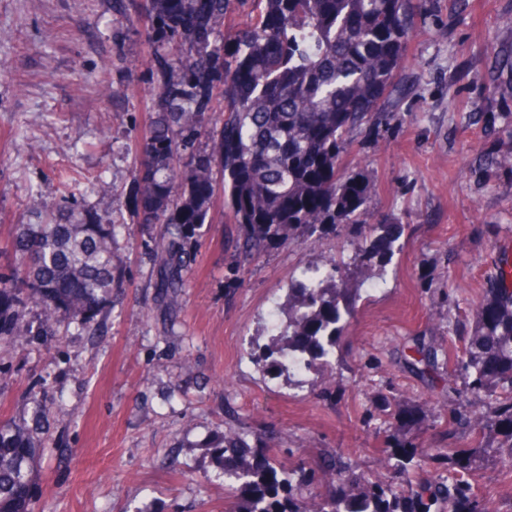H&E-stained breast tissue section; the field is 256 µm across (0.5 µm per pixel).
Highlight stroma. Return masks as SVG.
Instances as JSON below:
<instances>
[{
    "label": "stroma",
    "instance_id": "obj_1",
    "mask_svg": "<svg viewBox=\"0 0 512 512\" xmlns=\"http://www.w3.org/2000/svg\"><path fill=\"white\" fill-rule=\"evenodd\" d=\"M512 0H427L397 77L396 112L357 131L344 157L374 185L368 223L388 219L396 251L342 336L332 378L282 385L252 344L301 268L348 258L363 240L346 225L315 243L277 246L236 264L234 225H204L183 287H166L137 224L132 173L164 76L151 69L143 22L112 0H0V264L15 225L39 223L72 197L113 218L122 283L81 329L0 346V421L30 420V391L49 408V451L33 512H224L212 447L229 427L275 434L290 463L339 450L378 470L387 433L454 448L448 394L412 366L414 346L451 344L448 321L474 327L512 248ZM397 395L388 411L379 394ZM419 420L405 426L401 410ZM470 480L487 512H512V472L493 458Z\"/></svg>",
    "mask_w": 512,
    "mask_h": 512
}]
</instances>
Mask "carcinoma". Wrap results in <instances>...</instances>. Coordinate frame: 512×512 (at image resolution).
<instances>
[{
  "mask_svg": "<svg viewBox=\"0 0 512 512\" xmlns=\"http://www.w3.org/2000/svg\"><path fill=\"white\" fill-rule=\"evenodd\" d=\"M255 20L225 42L231 0H113L114 10L149 21L151 63L167 74L133 175L139 224H164L153 240L156 262L182 280L177 253L213 221L215 174L224 208L236 225L241 256L350 224L375 242L349 261L305 268L288 285L280 319L266 328L257 363L302 388L281 358L298 356L308 370H336V349L362 286L376 278L372 260L390 258L391 224L367 225L373 186L341 162L349 136L394 106L398 70L413 34V0H257ZM206 138L210 150H195ZM112 219H72L65 207L39 224H17L9 243L18 266L0 273V343L21 345L37 330L50 335L65 314L87 324L112 304L121 275L112 252ZM39 309L38 327L19 309ZM475 330L455 366L465 387L489 405L455 411L463 447L424 448L396 436L381 472L368 476L336 453L315 465L292 466L270 441L250 443L229 429L215 447L214 466L234 493L230 512H485L468 479L493 453L512 470V280L498 268L474 309ZM419 362L436 367L439 347L418 345ZM32 424H0V512H31L34 464L43 443L44 402L31 393ZM497 429L502 441L484 443ZM432 461L448 476L423 474Z\"/></svg>",
  "mask_w": 512,
  "mask_h": 512,
  "instance_id": "cac0c4a2",
  "label": "carcinoma"
}]
</instances>
